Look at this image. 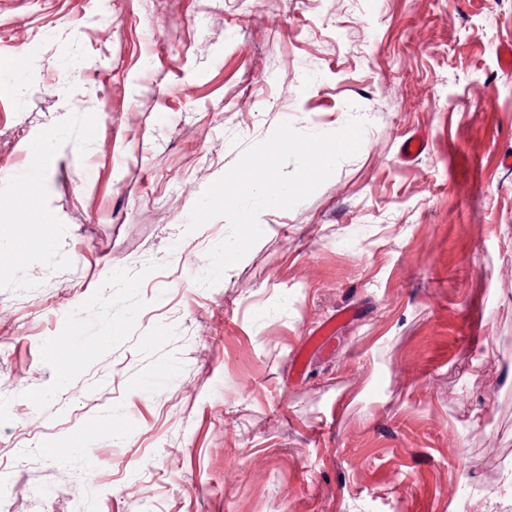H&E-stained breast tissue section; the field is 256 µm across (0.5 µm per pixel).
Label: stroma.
Masks as SVG:
<instances>
[{
    "instance_id": "1",
    "label": "stroma",
    "mask_w": 512,
    "mask_h": 512,
    "mask_svg": "<svg viewBox=\"0 0 512 512\" xmlns=\"http://www.w3.org/2000/svg\"><path fill=\"white\" fill-rule=\"evenodd\" d=\"M508 43L512 0H0V512L485 502L512 463ZM354 117L357 154L198 284L229 233L188 231L205 189L281 122Z\"/></svg>"
}]
</instances>
